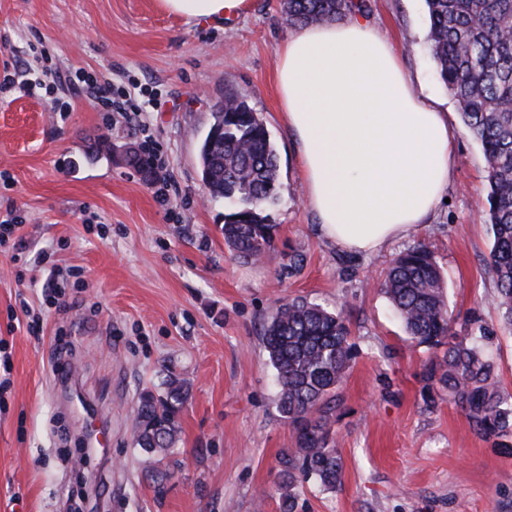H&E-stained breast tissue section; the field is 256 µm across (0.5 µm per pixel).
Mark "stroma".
I'll return each instance as SVG.
<instances>
[{
  "label": "stroma",
  "instance_id": "stroma-1",
  "mask_svg": "<svg viewBox=\"0 0 512 512\" xmlns=\"http://www.w3.org/2000/svg\"><path fill=\"white\" fill-rule=\"evenodd\" d=\"M365 13L395 46L414 93L453 127L454 170L429 225L370 256L338 249L304 199L294 142L280 107L276 67L291 30L280 0H252L223 27L195 25L156 0H0V63L20 77L0 92V221L21 216L16 243L0 247V512H279L282 453L295 449L277 409L263 330L283 303L342 311L357 350L337 388L334 430L342 482L297 484L296 512H512V454L476 435L442 394L426 402L432 353L412 346L379 283L408 247L431 250L458 324L493 329L483 350L512 395V333L500 329L487 264L491 234L486 163L437 80L424 0H369ZM45 48L67 74L134 78L153 104L138 126L105 122L96 102L57 112L30 93ZM241 91L280 157L275 248L258 263L224 244V202L207 198L198 149L226 93ZM153 143L159 179L122 160ZM177 193L160 203L156 192ZM300 251L301 268L288 267ZM35 282H18L23 268ZM63 286L64 308L43 295ZM40 333L28 335V322ZM70 376L60 381L55 360ZM186 380L178 414V465L164 496L145 476L135 444L140 395L168 373ZM111 436L100 447L88 421Z\"/></svg>",
  "mask_w": 512,
  "mask_h": 512
}]
</instances>
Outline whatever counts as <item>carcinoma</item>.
Segmentation results:
<instances>
[{"label": "carcinoma", "instance_id": "obj_1", "mask_svg": "<svg viewBox=\"0 0 512 512\" xmlns=\"http://www.w3.org/2000/svg\"><path fill=\"white\" fill-rule=\"evenodd\" d=\"M431 55L439 81L459 105L461 120L479 143L487 163L484 221L492 234L489 267L501 327L512 330V0H425ZM367 9L366 0H283L285 25L333 21ZM201 181L210 197L227 203L224 242L237 257L260 260L274 249L276 225L267 208L279 190V157L265 123L247 96L232 92L213 114L199 147ZM381 288L412 342L434 356L427 386L438 385L467 416L473 430L512 452V403L502 393L479 335L452 330L444 279L423 245L400 253ZM345 317L303 299L279 306L262 342L276 370L279 411L297 450L280 459L281 512H294L291 492L300 479L327 489L341 483L342 462L331 422L336 387L353 367L354 344ZM162 393L143 394L136 410V445L146 453L155 493L165 492L170 473L161 460L174 450L177 415L188 398L186 381L170 374Z\"/></svg>", "mask_w": 512, "mask_h": 512}]
</instances>
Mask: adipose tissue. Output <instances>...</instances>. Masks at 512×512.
Segmentation results:
<instances>
[{
    "label": "adipose tissue",
    "instance_id": "adipose-tissue-1",
    "mask_svg": "<svg viewBox=\"0 0 512 512\" xmlns=\"http://www.w3.org/2000/svg\"><path fill=\"white\" fill-rule=\"evenodd\" d=\"M158 4L186 23L217 26L251 0ZM277 86L325 239L370 255L426 225L452 174L448 115L415 95L394 45L364 17L291 34Z\"/></svg>",
    "mask_w": 512,
    "mask_h": 512
}]
</instances>
